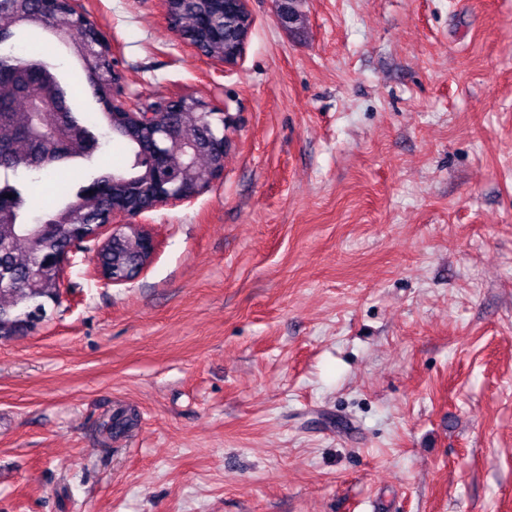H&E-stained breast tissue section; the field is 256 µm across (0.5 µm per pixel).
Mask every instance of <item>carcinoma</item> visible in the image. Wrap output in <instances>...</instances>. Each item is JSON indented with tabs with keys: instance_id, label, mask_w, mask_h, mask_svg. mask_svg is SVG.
<instances>
[{
	"instance_id": "1",
	"label": "carcinoma",
	"mask_w": 512,
	"mask_h": 512,
	"mask_svg": "<svg viewBox=\"0 0 512 512\" xmlns=\"http://www.w3.org/2000/svg\"><path fill=\"white\" fill-rule=\"evenodd\" d=\"M167 16L171 26L203 55L218 60L231 51L236 39L235 22L224 17L212 0H167ZM44 27L45 7L42 0H0V35L15 36V29ZM52 31L69 42L86 63L88 82L94 96L107 104V109L95 120L83 112H69L76 136L70 150L62 157L52 147V128L46 127L47 142L38 154H33L30 141L23 135L30 113L24 91L30 85L27 66L37 60L57 79L56 66L35 53H19L14 44L0 40V68L10 72V78L0 83V198L11 203L12 217L0 223V273L13 287L0 289V297L11 299L0 305V341H9L32 330L47 315V307L57 305L61 298V278L55 263L67 247L89 243L87 237L97 224L105 223L112 210L137 213L153 205L154 172L149 161L141 156L140 146L157 137V128L142 125L125 115L126 109L108 104L112 95L114 65L101 55H86L84 47L98 42V30L84 10L73 4L60 9ZM202 102L193 97H181L170 107L164 126L168 134L166 152L173 167L193 162V169L211 167L219 161L216 147L224 135V119L219 113L210 117L209 141L192 148L198 133V113ZM103 138L107 145L116 140L134 155L125 172H110L91 177L80 187L75 199L50 209L47 214L31 218L26 213L24 196L27 182L42 180L47 171L59 164L92 158L85 142L92 137ZM108 185L103 196L88 193L90 187ZM141 241L134 234L122 238L121 248H107L99 261L112 267H126L128 260L140 255ZM137 424V415L121 411L105 424L113 434L129 432Z\"/></svg>"
}]
</instances>
